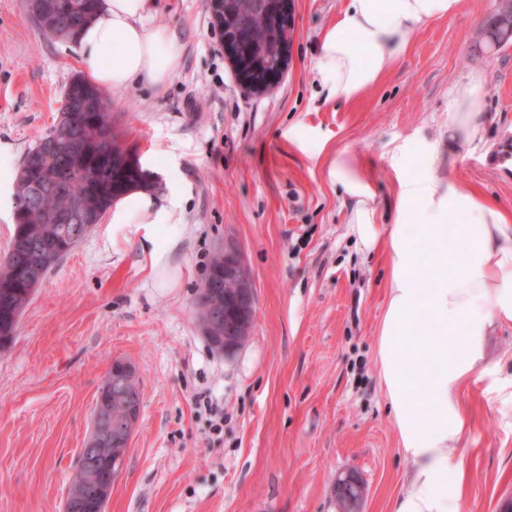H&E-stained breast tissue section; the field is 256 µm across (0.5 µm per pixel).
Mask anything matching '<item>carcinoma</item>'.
I'll return each mask as SVG.
<instances>
[{
	"label": "carcinoma",
	"instance_id": "obj_1",
	"mask_svg": "<svg viewBox=\"0 0 512 512\" xmlns=\"http://www.w3.org/2000/svg\"><path fill=\"white\" fill-rule=\"evenodd\" d=\"M62 2L63 10L74 15L82 28L85 16L95 17L100 0ZM261 2L236 0V5L243 13L242 27L251 32L253 43L264 53L267 72L272 73L279 63L277 46L285 33L268 20ZM94 90L82 74L71 80L61 104L63 112L27 151L17 173V178L27 182L29 176L48 171L62 187L36 194L26 190L15 202L13 234L7 253L0 259L1 351L13 342L21 314L43 282L41 278L29 280L28 271L38 267L47 275L131 188L155 190V184L138 185L137 175L100 159L106 139L115 138V134L110 128L87 126V121L101 115L94 109ZM101 116L110 118L107 111ZM73 122L84 126V140L75 149L58 142ZM61 215L69 220L55 221Z\"/></svg>",
	"mask_w": 512,
	"mask_h": 512
}]
</instances>
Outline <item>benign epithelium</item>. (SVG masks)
Returning <instances> with one entry per match:
<instances>
[{
    "label": "benign epithelium",
    "mask_w": 512,
    "mask_h": 512,
    "mask_svg": "<svg viewBox=\"0 0 512 512\" xmlns=\"http://www.w3.org/2000/svg\"><path fill=\"white\" fill-rule=\"evenodd\" d=\"M213 22L219 29L233 22L236 13L234 0H206ZM28 10L34 16H50L58 13L55 0H28ZM273 7L272 16L277 25L286 31L294 29V0H273L264 3ZM293 40L287 36L279 43V65L276 74L258 78L262 65L261 54L255 46L245 47L240 37L224 38V57L229 63L237 82L257 92H268L279 83L291 61ZM107 152L124 163L139 168L138 155L123 141L114 139ZM223 264L214 267L204 285L200 288L204 312L199 314L202 334L214 349L226 355L234 354L249 339L255 308V294L249 273L243 264L235 245L224 244L220 248ZM132 374V365L123 359L112 361V384L119 387L117 397L125 400L124 416L116 423L106 422L109 404L106 398L99 399L95 415L106 425L91 426L86 448L83 449L80 470L84 481L71 487L67 495L64 512H80L85 507L97 506L109 501L112 484L118 477L128 454L132 435L140 414V393L126 387ZM112 442V466L103 470L91 450L98 447L101 440ZM340 501L339 512H360L367 488L354 473H346L338 481Z\"/></svg>",
    "instance_id": "1"
}]
</instances>
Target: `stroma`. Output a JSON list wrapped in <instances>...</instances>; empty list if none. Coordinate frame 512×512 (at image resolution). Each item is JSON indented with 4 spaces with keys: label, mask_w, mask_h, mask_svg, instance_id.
Here are the masks:
<instances>
[{
    "label": "stroma",
    "mask_w": 512,
    "mask_h": 512,
    "mask_svg": "<svg viewBox=\"0 0 512 512\" xmlns=\"http://www.w3.org/2000/svg\"><path fill=\"white\" fill-rule=\"evenodd\" d=\"M494 4L465 0L417 34L379 84L336 104L314 63L342 0H295L291 62L263 95L237 82L205 0H155L145 23L169 27L181 65L165 86L113 92L108 110L118 138L160 171L156 194L177 201L180 221L96 224L35 292L0 351V512H63L116 358L135 366L142 406L106 512H338L336 479L347 472L367 487L361 512H390L408 463L375 359L386 270L351 233L328 166L358 153L374 205L392 213L397 147L426 169L451 89L476 77L486 134L449 151L448 176L512 212V46L482 35ZM83 71L74 44L44 36L20 0H0L10 172ZM227 241L256 297L252 335L229 357L194 311ZM486 353L488 373L462 392L472 429L457 512H501L512 498V324L490 330Z\"/></svg>",
    "instance_id": "stroma-1"
}]
</instances>
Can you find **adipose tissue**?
I'll return each instance as SVG.
<instances>
[{
  "label": "adipose tissue",
  "instance_id": "ef3b65f1",
  "mask_svg": "<svg viewBox=\"0 0 512 512\" xmlns=\"http://www.w3.org/2000/svg\"><path fill=\"white\" fill-rule=\"evenodd\" d=\"M154 0H101L77 46L89 78L105 92L140 83L165 84L180 65V48L162 26L145 27ZM464 0H343L322 34L315 69L327 100L348 103L375 86L431 23L459 14ZM448 140L482 138L480 79L455 86ZM441 148L425 172H395L391 219L373 205L361 162L338 153L330 174L347 197V222L367 251L382 253L386 299L376 329L381 386L400 452L410 464L391 512H455L463 493L460 444L470 429L460 394L485 361V337L512 322V214L449 179ZM113 224H173L179 208L148 190L114 201ZM448 272L424 286L427 257Z\"/></svg>",
  "mask_w": 512,
  "mask_h": 512
}]
</instances>
